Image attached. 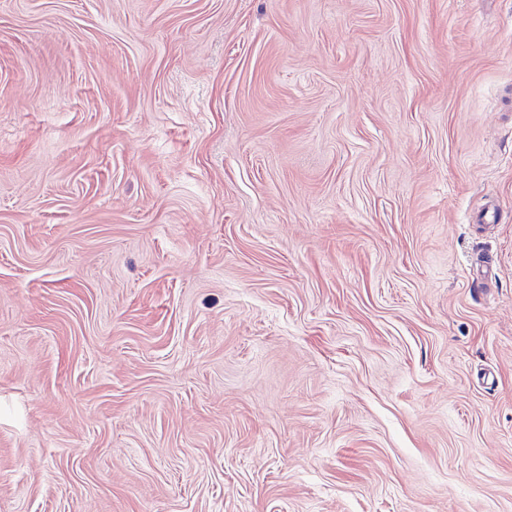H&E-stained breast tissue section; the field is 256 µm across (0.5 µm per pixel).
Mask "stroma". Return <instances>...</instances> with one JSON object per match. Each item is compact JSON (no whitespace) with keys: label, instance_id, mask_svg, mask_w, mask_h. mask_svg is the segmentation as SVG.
<instances>
[{"label":"stroma","instance_id":"1","mask_svg":"<svg viewBox=\"0 0 512 512\" xmlns=\"http://www.w3.org/2000/svg\"><path fill=\"white\" fill-rule=\"evenodd\" d=\"M0 512H512V0H0Z\"/></svg>","mask_w":512,"mask_h":512}]
</instances>
